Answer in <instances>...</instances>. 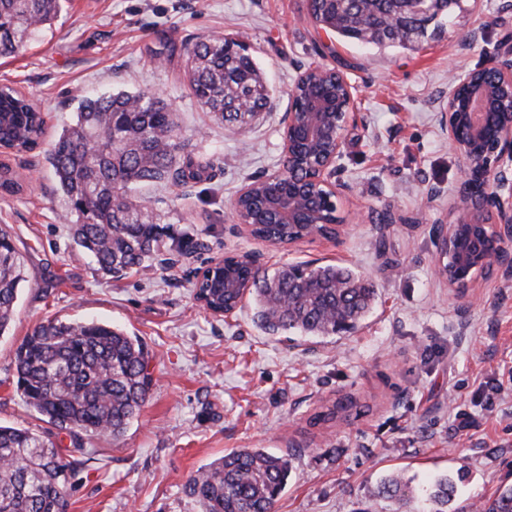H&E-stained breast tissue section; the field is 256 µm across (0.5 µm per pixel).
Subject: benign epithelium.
I'll list each match as a JSON object with an SVG mask.
<instances>
[{"instance_id":"benign-epithelium-1","label":"benign epithelium","mask_w":512,"mask_h":512,"mask_svg":"<svg viewBox=\"0 0 512 512\" xmlns=\"http://www.w3.org/2000/svg\"><path fill=\"white\" fill-rule=\"evenodd\" d=\"M479 71L487 76L481 84L473 83V71L452 78L442 112L448 140L466 158L467 170L456 219L436 230L434 266L460 298L468 296L479 276L512 273L507 251L512 244V166L504 162L512 160V59L494 58ZM339 83L343 96L331 99L315 89L306 97L305 111L291 108L283 115L281 165L296 166L312 146L326 144L313 178L323 192L294 180L276 188L266 202L274 224L311 226L325 205L350 192L331 181L344 131L354 120L351 87L343 77ZM229 275L225 265L213 263L198 278L206 276L212 287L222 290Z\"/></svg>"}]
</instances>
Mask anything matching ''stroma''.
Here are the masks:
<instances>
[{"label":"stroma","instance_id":"obj_1","mask_svg":"<svg viewBox=\"0 0 512 512\" xmlns=\"http://www.w3.org/2000/svg\"><path fill=\"white\" fill-rule=\"evenodd\" d=\"M164 35L244 40L271 108L242 132L214 121L179 68L152 55ZM510 55L512 0H462L444 34L413 50L340 40L312 20L308 0H68L24 52L0 58V86L32 98L46 120L36 149L0 152L23 180L19 194L0 196V224L26 277L0 336V424L44 426L16 390L14 358L50 318L140 338L152 374L123 437L84 438L68 512H199L184 484L240 448L288 455L275 512H392L376 495L391 472L417 489L450 476L455 508L512 486V278L477 279L463 300L433 272L434 232L454 221L467 168L441 121L449 81ZM312 67L336 69L353 88L359 121L344 133L336 181L354 194L341 201L337 241L258 243L238 232L231 202L249 177L278 168L289 93ZM119 91L170 103L185 153L210 169L201 181L139 187L183 248L162 251L152 270L106 275L70 237L48 153L79 96ZM253 251L270 271L351 268L374 285L377 305L355 331L329 337L269 335L247 302L211 314L194 295L198 271ZM344 394L363 405L358 417L315 422Z\"/></svg>","mask_w":512,"mask_h":512}]
</instances>
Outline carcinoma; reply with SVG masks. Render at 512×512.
<instances>
[{"label": "carcinoma", "instance_id": "carcinoma-1", "mask_svg": "<svg viewBox=\"0 0 512 512\" xmlns=\"http://www.w3.org/2000/svg\"><path fill=\"white\" fill-rule=\"evenodd\" d=\"M460 0L442 12L431 0H311L315 22L337 37L379 48L413 49L452 18ZM63 0H0V56L15 55L60 16ZM154 54L179 64L199 106L219 121L238 127L253 123L266 105L268 87L260 67L240 43L204 37L159 40ZM248 104L224 117V103ZM6 115L4 147L36 148L45 120L37 104L19 91L0 89ZM171 105L151 92H117L80 100L74 121L62 129L48 160L68 203L65 220L78 250L98 270H148L162 240L145 201L134 195L147 182L200 180L208 163L183 154ZM0 191H20L15 172L0 164ZM253 233L271 240H296L306 224H261ZM360 283L338 288L336 280ZM25 282L21 255L10 227L0 225V336L9 332ZM246 291L257 318L273 335L333 336L350 332L372 310V284L336 265L283 266L273 273L248 272L240 287L209 296L220 307ZM16 388L42 420L69 433L72 448H59L50 430L0 425V512H67L70 480L83 464L82 437L121 438L138 417L152 384L143 344L110 324L53 319L37 326L15 352ZM360 414L355 398H338L317 422L347 420ZM290 473L288 457L242 448L201 467L184 486L201 512H273ZM454 488L438 479L428 494V512H448ZM378 494L395 512L412 498L400 476L383 481ZM480 512H512V487L486 500Z\"/></svg>", "mask_w": 512, "mask_h": 512}]
</instances>
